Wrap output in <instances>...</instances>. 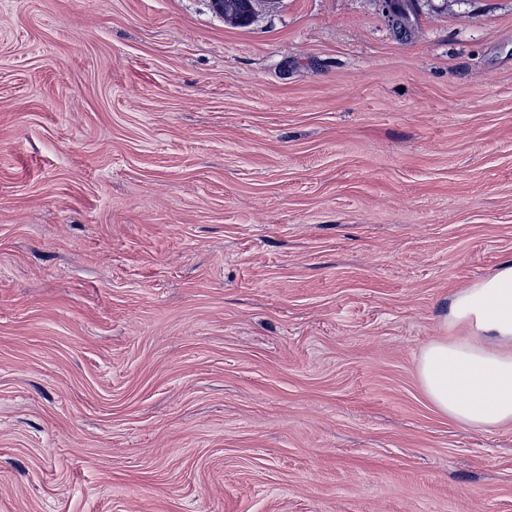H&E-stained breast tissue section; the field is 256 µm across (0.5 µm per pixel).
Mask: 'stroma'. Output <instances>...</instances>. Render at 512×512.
<instances>
[{
  "instance_id": "stroma-1",
  "label": "stroma",
  "mask_w": 512,
  "mask_h": 512,
  "mask_svg": "<svg viewBox=\"0 0 512 512\" xmlns=\"http://www.w3.org/2000/svg\"><path fill=\"white\" fill-rule=\"evenodd\" d=\"M0 0V512H512L416 375L512 261V0Z\"/></svg>"
}]
</instances>
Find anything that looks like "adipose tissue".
<instances>
[{"label":"adipose tissue","instance_id":"ef3b65f1","mask_svg":"<svg viewBox=\"0 0 512 512\" xmlns=\"http://www.w3.org/2000/svg\"><path fill=\"white\" fill-rule=\"evenodd\" d=\"M444 327L418 358L426 397L466 427L512 423V262L455 292Z\"/></svg>","mask_w":512,"mask_h":512}]
</instances>
